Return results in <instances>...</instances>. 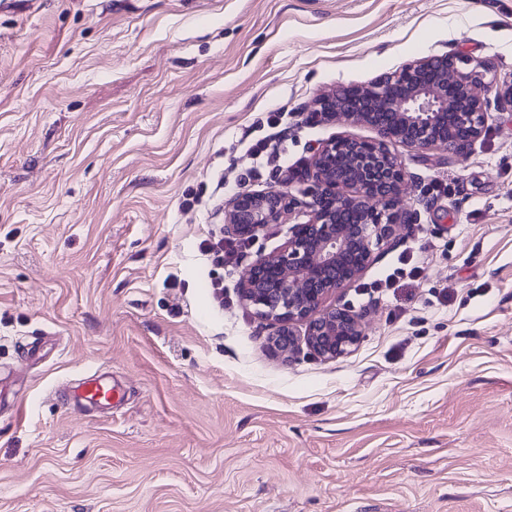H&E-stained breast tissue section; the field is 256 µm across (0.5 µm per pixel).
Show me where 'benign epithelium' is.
I'll list each match as a JSON object with an SVG mask.
<instances>
[{"mask_svg": "<svg viewBox=\"0 0 512 512\" xmlns=\"http://www.w3.org/2000/svg\"><path fill=\"white\" fill-rule=\"evenodd\" d=\"M364 99L340 87L319 94L305 120L365 124L375 137L347 135L320 142L298 173L308 183L300 199L286 187L238 192L224 203V232L253 242L285 217L304 212L275 252L258 253L241 283L240 299L274 326L271 347L297 348V325L318 357L339 358L359 342L363 316L328 303L358 280L373 261L372 243H390L396 229L418 221L404 203L405 164L390 146L401 143L418 157L440 148L457 160L486 128L489 87L461 54L422 58L367 86ZM450 114L465 136L452 138Z\"/></svg>", "mask_w": 512, "mask_h": 512, "instance_id": "benign-epithelium-1", "label": "benign epithelium"}]
</instances>
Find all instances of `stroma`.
<instances>
[{
	"label": "stroma",
	"instance_id": "35a3bbf8",
	"mask_svg": "<svg viewBox=\"0 0 512 512\" xmlns=\"http://www.w3.org/2000/svg\"><path fill=\"white\" fill-rule=\"evenodd\" d=\"M455 52L511 87L512 0L0 9V512H512V111L459 164L394 145L419 221L337 293L347 356H274L240 301L287 225L200 248L233 194L373 137L305 121L318 93ZM101 374L111 408L69 398Z\"/></svg>",
	"mask_w": 512,
	"mask_h": 512
}]
</instances>
